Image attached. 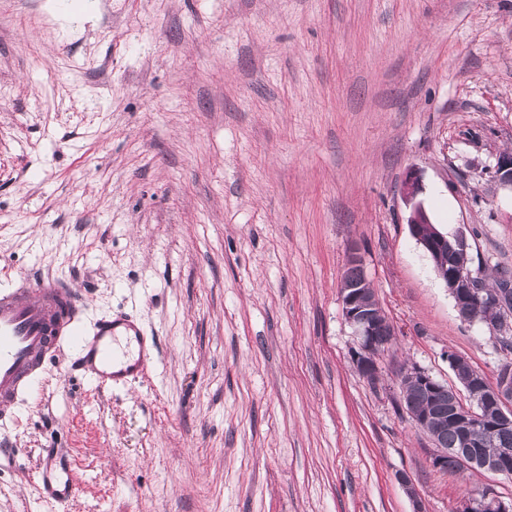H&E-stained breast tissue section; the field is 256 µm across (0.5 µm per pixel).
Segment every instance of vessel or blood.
I'll return each instance as SVG.
<instances>
[{"mask_svg": "<svg viewBox=\"0 0 512 512\" xmlns=\"http://www.w3.org/2000/svg\"><path fill=\"white\" fill-rule=\"evenodd\" d=\"M82 303L69 287L19 280L0 287V410L33 395L46 364L61 348H70L72 370L98 387H112L136 377L148 357L128 362L121 347L126 335L142 338L130 317L81 322Z\"/></svg>", "mask_w": 512, "mask_h": 512, "instance_id": "1", "label": "vessel or blood"}]
</instances>
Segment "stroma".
<instances>
[{
  "label": "stroma",
  "mask_w": 512,
  "mask_h": 512,
  "mask_svg": "<svg viewBox=\"0 0 512 512\" xmlns=\"http://www.w3.org/2000/svg\"><path fill=\"white\" fill-rule=\"evenodd\" d=\"M510 151L512 0H0V285L65 281L155 355L103 389L60 354L0 420V512H412L400 473L427 512L511 499L433 468L398 380L504 360L407 219L512 270ZM353 244L397 331L375 384L342 314ZM512 499L505 501L492 489L470 493L461 499L455 512H511Z\"/></svg>",
  "instance_id": "stroma-1"
}]
</instances>
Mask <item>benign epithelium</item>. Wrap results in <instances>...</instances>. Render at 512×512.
I'll list each match as a JSON object with an SVG mask.
<instances>
[{"instance_id":"benign-epithelium-1","label":"benign epithelium","mask_w":512,"mask_h":512,"mask_svg":"<svg viewBox=\"0 0 512 512\" xmlns=\"http://www.w3.org/2000/svg\"><path fill=\"white\" fill-rule=\"evenodd\" d=\"M496 174L502 184L512 187V152L500 156ZM408 224L411 236L434 259L448 252H466L469 249L465 235L459 233L450 237L434 230L419 204L414 205ZM435 275L448 288L461 319L472 321L471 306L481 302L489 310L502 313L503 327L512 328V313L507 311L500 290L475 287L473 273L464 268L440 265ZM340 299L345 321L356 338L353 362L363 377L375 381L379 377L375 357L386 348L380 337L395 336V329L381 313L379 299L366 274H360L353 281L341 282ZM447 358L456 379L464 388V399L454 388L416 365H405L399 370L400 386L413 385L428 397V404L417 408L408 400L407 393H402L404 408L411 422L417 427L431 426L429 436L435 447L431 456L432 466L438 470L446 468L451 457L459 471L482 470L511 478L512 448H500L491 455L483 454L479 451V434L486 429L512 427V370L499 369L495 382L491 383L465 359L455 354H449ZM441 395L449 397L453 405L446 421L434 413V403ZM450 427L458 434V448H449L441 442V437L448 433ZM398 480L412 500L413 512H427L409 476L402 473ZM456 512H512V500L506 501L495 491L485 489L463 497Z\"/></svg>"}]
</instances>
